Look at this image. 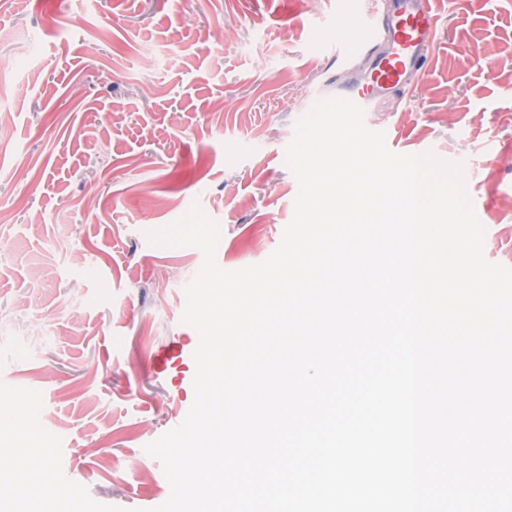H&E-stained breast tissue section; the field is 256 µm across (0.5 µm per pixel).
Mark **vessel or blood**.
<instances>
[{
    "label": "vessel or blood",
    "instance_id": "b4317fda",
    "mask_svg": "<svg viewBox=\"0 0 512 512\" xmlns=\"http://www.w3.org/2000/svg\"><path fill=\"white\" fill-rule=\"evenodd\" d=\"M438 26L435 0H397L387 14L366 8L364 0H336V18L327 48L342 67L355 56H370L366 81L337 86L334 94L361 108L403 85L421 69L434 48Z\"/></svg>",
    "mask_w": 512,
    "mask_h": 512
}]
</instances>
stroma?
<instances>
[{
	"instance_id": "1",
	"label": "stroma",
	"mask_w": 512,
	"mask_h": 512,
	"mask_svg": "<svg viewBox=\"0 0 512 512\" xmlns=\"http://www.w3.org/2000/svg\"><path fill=\"white\" fill-rule=\"evenodd\" d=\"M438 9L425 65L364 121L396 153L491 149L469 191L491 214L486 259L512 265V0ZM335 16L336 0H0V383L41 392L64 475L99 503L167 500L142 450L194 401L181 316L203 255L147 234L196 203L221 268L277 248L295 124L343 78L317 45Z\"/></svg>"
}]
</instances>
